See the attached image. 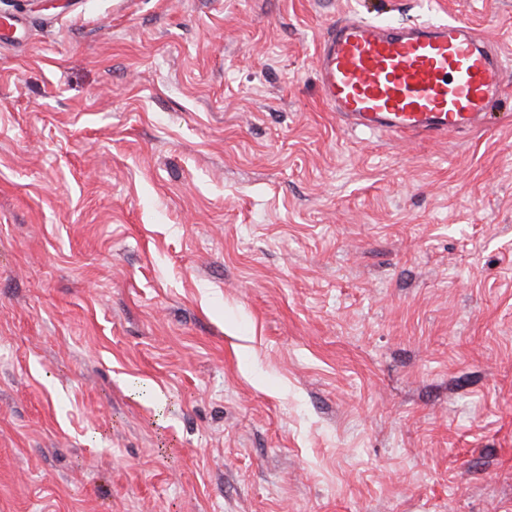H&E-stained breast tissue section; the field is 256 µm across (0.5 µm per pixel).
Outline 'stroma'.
Segmentation results:
<instances>
[{"mask_svg":"<svg viewBox=\"0 0 512 512\" xmlns=\"http://www.w3.org/2000/svg\"><path fill=\"white\" fill-rule=\"evenodd\" d=\"M350 15L512 0H0V512H512V95L324 103Z\"/></svg>","mask_w":512,"mask_h":512,"instance_id":"35a3bbf8","label":"stroma"}]
</instances>
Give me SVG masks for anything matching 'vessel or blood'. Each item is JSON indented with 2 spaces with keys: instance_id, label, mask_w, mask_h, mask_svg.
<instances>
[{
  "instance_id": "vessel-or-blood-1",
  "label": "vessel or blood",
  "mask_w": 512,
  "mask_h": 512,
  "mask_svg": "<svg viewBox=\"0 0 512 512\" xmlns=\"http://www.w3.org/2000/svg\"><path fill=\"white\" fill-rule=\"evenodd\" d=\"M317 71L342 120L401 137L471 129L508 88L501 51L458 20L341 19L319 46Z\"/></svg>"
}]
</instances>
